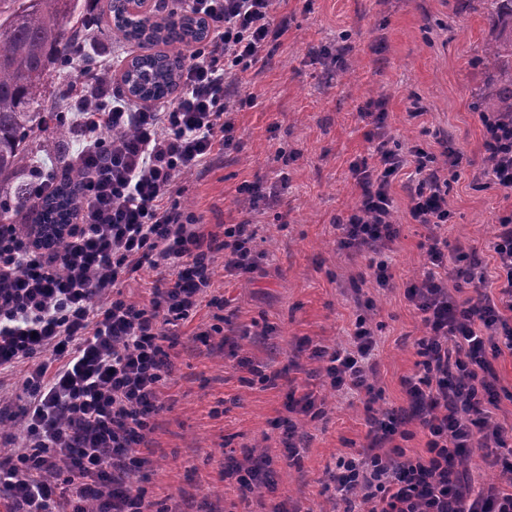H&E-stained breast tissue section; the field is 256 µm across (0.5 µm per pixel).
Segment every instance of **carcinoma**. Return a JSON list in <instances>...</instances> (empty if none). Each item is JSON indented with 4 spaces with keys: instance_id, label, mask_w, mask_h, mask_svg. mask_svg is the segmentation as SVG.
Wrapping results in <instances>:
<instances>
[{
    "instance_id": "cac0c4a2",
    "label": "carcinoma",
    "mask_w": 512,
    "mask_h": 512,
    "mask_svg": "<svg viewBox=\"0 0 512 512\" xmlns=\"http://www.w3.org/2000/svg\"><path fill=\"white\" fill-rule=\"evenodd\" d=\"M475 7L497 15L512 27V0H476ZM86 18L80 0H0V224H65L76 205L74 186L81 172L68 176L50 198L29 197V169L35 154L54 148L66 163L71 129L48 119L51 65L66 63L78 49L77 35ZM197 22L183 14L155 22L152 37L169 47L151 87L124 83L132 99L166 98L180 84L181 45ZM492 73L476 108L512 113V39H492L485 46Z\"/></svg>"
}]
</instances>
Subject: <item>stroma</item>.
Wrapping results in <instances>:
<instances>
[{
	"mask_svg": "<svg viewBox=\"0 0 512 512\" xmlns=\"http://www.w3.org/2000/svg\"><path fill=\"white\" fill-rule=\"evenodd\" d=\"M93 14L100 56L127 62L138 54L136 43L113 31L108 0H97ZM276 21L284 34L244 78L242 89L255 104L233 115L237 148L177 183L181 207L201 218L200 233L220 235L225 225L251 219L262 257L252 275L216 268L211 293L224 307L202 308L181 330L166 408L147 437L152 456L143 485L157 512H272L278 504L286 512H338L334 492L324 488L327 471L337 456L365 444L363 404L310 382L324 413L297 416L309 439L292 465L273 427L287 415L288 386H263L253 372L293 361L297 380H304L322 363L299 350V341L347 345L357 315L376 334L378 408L406 406L403 381L418 370L414 341L423 326L405 290L425 270L418 247L425 229L410 223L404 181L396 179L391 194L400 233L393 278L381 288L363 258L338 249L333 225L360 192L350 165L369 153L367 100L386 98L394 140L435 153L442 134L463 152L467 163L448 190L450 248H474L492 259L491 227L512 212V199L475 178L486 155L472 104L491 70L484 46L497 29L465 0H280ZM342 43L344 65L328 71L322 50ZM283 179L288 187L277 203L254 212L241 204L240 186ZM219 314L229 323L216 334ZM204 330L205 341L198 337ZM247 450L270 458L275 487L244 500L224 478V459Z\"/></svg>",
	"mask_w": 512,
	"mask_h": 512,
	"instance_id": "obj_1",
	"label": "stroma"
}]
</instances>
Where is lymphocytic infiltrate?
Instances as JSON below:
<instances>
[{
    "label": "lymphocytic infiltrate",
    "instance_id": "lymphocytic-infiltrate-1",
    "mask_svg": "<svg viewBox=\"0 0 512 512\" xmlns=\"http://www.w3.org/2000/svg\"><path fill=\"white\" fill-rule=\"evenodd\" d=\"M182 2L209 31L193 46L175 98L129 100L110 77L111 59L82 64L66 85L64 106L78 116L72 162L83 180L63 247L44 246L40 224L0 234V371L24 370L16 395L24 428L8 440L13 454L0 457V494L14 512H153L140 484L151 460L139 448L164 408L177 329L196 316L216 265L237 276L258 268L252 224L205 237L199 216L174 194L180 174L233 145L232 114L255 98L233 100L228 89L281 35L276 0ZM368 115L373 154L351 165L361 194L336 219L339 245L367 257L376 284L388 286L399 237L391 186L407 173L409 217L429 230L420 244L429 269L405 290L424 326L415 342L421 373L403 382L407 409L370 417L366 445L339 456L329 482L345 512H512V429L492 420L502 393L492 361L512 354V215L492 228L500 280L492 297L478 253L455 269L445 262L448 177L461 153L393 144L385 99L370 101ZM480 119L491 160L483 174L512 197V113ZM136 274L151 281L143 305L121 291ZM452 279L481 290L478 302L460 303ZM349 337L312 354L325 362L324 384L370 406L381 395L375 332L360 315ZM412 423L427 441L410 454L394 440ZM477 462L498 477L473 490L462 475Z\"/></svg>",
    "mask_w": 512,
    "mask_h": 512
}]
</instances>
